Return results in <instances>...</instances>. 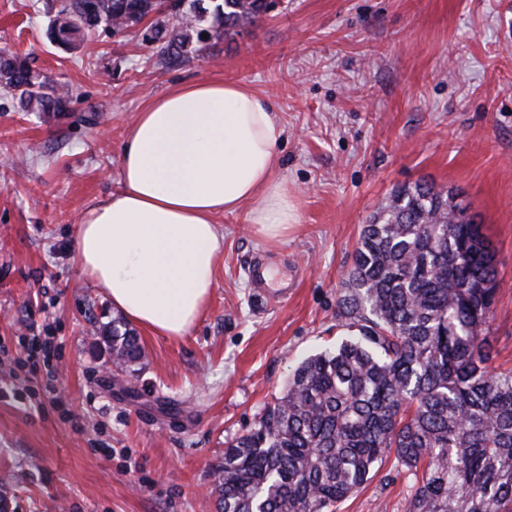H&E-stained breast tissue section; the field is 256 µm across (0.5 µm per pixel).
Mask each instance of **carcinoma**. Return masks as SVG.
I'll return each mask as SVG.
<instances>
[{"mask_svg": "<svg viewBox=\"0 0 512 512\" xmlns=\"http://www.w3.org/2000/svg\"><path fill=\"white\" fill-rule=\"evenodd\" d=\"M270 0H64L47 30L73 50L85 33L151 19L173 65L232 40ZM207 37H202V34ZM0 88L55 118L71 90L0 50ZM501 281L468 206L443 188H395L362 226L337 303L345 334L300 361L282 396L224 448L218 512H337L390 456L422 471L407 512H512V372L489 366ZM126 375L143 357L120 320L104 332Z\"/></svg>", "mask_w": 512, "mask_h": 512, "instance_id": "cac0c4a2", "label": "carcinoma"}]
</instances>
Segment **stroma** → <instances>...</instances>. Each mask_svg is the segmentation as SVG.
Here are the masks:
<instances>
[{
    "mask_svg": "<svg viewBox=\"0 0 512 512\" xmlns=\"http://www.w3.org/2000/svg\"><path fill=\"white\" fill-rule=\"evenodd\" d=\"M59 0H0V49L74 95L68 117L0 94V484L9 512H217L228 442L290 370L340 338L337 302L363 224L397 187L456 194L485 228L503 283L490 364L512 369V0H281L234 39L164 63L142 27L65 51ZM187 80L259 93L283 129L276 177L298 222L277 246L242 214L217 222L211 299L185 335L136 333L145 356L114 380L99 328L116 313L74 250L80 214L120 187L121 145L155 97ZM275 287L256 288V262ZM50 337L55 396L24 348ZM417 477L389 458L338 512H406Z\"/></svg>",
    "mask_w": 512,
    "mask_h": 512,
    "instance_id": "obj_1",
    "label": "stroma"
}]
</instances>
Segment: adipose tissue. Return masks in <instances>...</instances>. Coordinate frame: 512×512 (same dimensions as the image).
I'll list each match as a JSON object with an SVG mask.
<instances>
[{"instance_id": "obj_1", "label": "adipose tissue", "mask_w": 512, "mask_h": 512, "mask_svg": "<svg viewBox=\"0 0 512 512\" xmlns=\"http://www.w3.org/2000/svg\"><path fill=\"white\" fill-rule=\"evenodd\" d=\"M282 129L272 105L242 85L182 81L129 126L121 187L80 217L83 272L114 309L161 336L201 316L224 243L216 218L243 213L268 243L297 222L288 182L274 179Z\"/></svg>"}]
</instances>
